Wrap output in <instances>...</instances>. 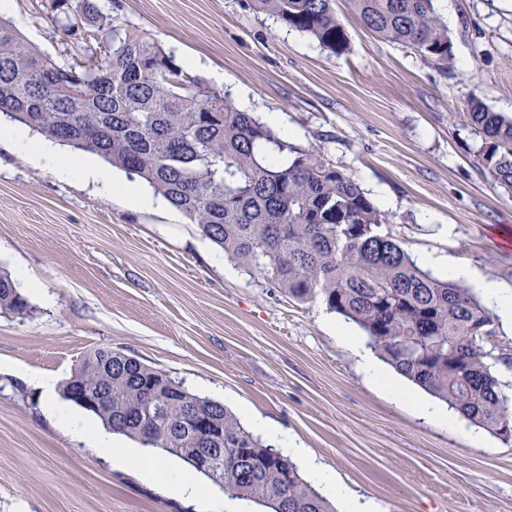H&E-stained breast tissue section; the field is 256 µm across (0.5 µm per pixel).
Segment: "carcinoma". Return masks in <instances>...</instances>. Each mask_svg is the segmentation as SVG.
<instances>
[{
    "instance_id": "cac0c4a2",
    "label": "carcinoma",
    "mask_w": 512,
    "mask_h": 512,
    "mask_svg": "<svg viewBox=\"0 0 512 512\" xmlns=\"http://www.w3.org/2000/svg\"><path fill=\"white\" fill-rule=\"evenodd\" d=\"M255 8L313 36L335 53L348 37L334 0H253ZM382 38L443 66L448 29L434 0H349ZM71 35L106 21L100 0H52ZM83 59L58 64L0 17V114L92 153L136 176L181 211L224 255L299 300L357 324L386 362L495 435L512 425L495 367L512 369V346L472 289L422 269L384 228L383 215L354 179L278 137L226 96L188 77L173 52L110 23ZM482 168L512 192V119L473 101ZM28 304L0 274V310ZM158 370L112 354V395L91 410L115 434L185 463L194 438L174 436L185 412L224 425L221 488L260 512H334L281 453L255 438L223 404L165 379L167 412H155L147 383Z\"/></svg>"
}]
</instances>
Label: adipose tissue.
I'll use <instances>...</instances> for the list:
<instances>
[{
	"instance_id": "obj_1",
	"label": "adipose tissue",
	"mask_w": 512,
	"mask_h": 512,
	"mask_svg": "<svg viewBox=\"0 0 512 512\" xmlns=\"http://www.w3.org/2000/svg\"><path fill=\"white\" fill-rule=\"evenodd\" d=\"M2 142L13 144L21 150L46 160L60 174L68 176L76 172L80 173L86 182L112 191L113 195L122 197L132 207L153 210L161 208L165 204L163 197L116 180L110 172L98 167L93 162L79 161L59 154L51 141H32L23 130L0 122V143ZM420 260L426 265L436 267L444 277L464 282L473 288L475 292L485 297L488 306L501 319L512 322V290H507L497 282L487 279L476 268L449 257L426 253L421 255ZM34 383L44 396L47 411L72 426L76 433H91L96 451L111 456L113 461L118 463H124L133 458L137 459L142 470L148 476L164 482L175 495L193 498L205 497L206 490L194 473L171 468L155 455L134 457L132 449L117 447L113 442L112 433L105 428L87 430L85 424L74 414L72 409L59 401L55 379L38 376L35 377Z\"/></svg>"
}]
</instances>
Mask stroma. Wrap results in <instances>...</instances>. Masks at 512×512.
Listing matches in <instances>:
<instances>
[{
	"label": "stroma",
	"mask_w": 512,
	"mask_h": 512,
	"mask_svg": "<svg viewBox=\"0 0 512 512\" xmlns=\"http://www.w3.org/2000/svg\"><path fill=\"white\" fill-rule=\"evenodd\" d=\"M111 3L114 22L195 59L189 76L235 107L279 113L289 142L350 175L412 256L512 287V196L479 166L466 116L477 99L512 118V0H434L444 70L367 29L348 0L342 55L250 0ZM7 16L55 61L75 56L51 0H11ZM0 272L29 304L0 311V512H204L44 412L30 376L65 384L100 347L268 419L379 512H512V441L450 430L369 383L336 333L343 317L249 274L184 215L132 208L1 145Z\"/></svg>",
	"instance_id": "35a3bbf8"
}]
</instances>
